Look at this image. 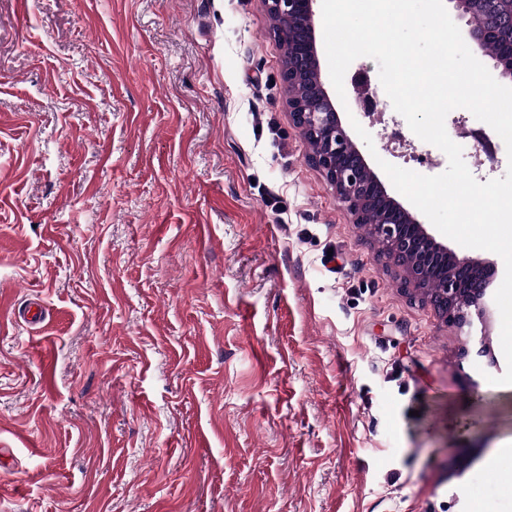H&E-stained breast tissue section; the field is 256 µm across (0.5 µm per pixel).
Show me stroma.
I'll list each match as a JSON object with an SVG mask.
<instances>
[{
	"mask_svg": "<svg viewBox=\"0 0 512 512\" xmlns=\"http://www.w3.org/2000/svg\"><path fill=\"white\" fill-rule=\"evenodd\" d=\"M282 55L262 0H0V512H512L500 316L464 360L404 292Z\"/></svg>",
	"mask_w": 512,
	"mask_h": 512,
	"instance_id": "35a3bbf8",
	"label": "stroma"
}]
</instances>
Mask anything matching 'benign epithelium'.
<instances>
[{"label":"benign epithelium","mask_w":512,"mask_h":512,"mask_svg":"<svg viewBox=\"0 0 512 512\" xmlns=\"http://www.w3.org/2000/svg\"><path fill=\"white\" fill-rule=\"evenodd\" d=\"M319 0H263L274 35L294 44L282 67L288 94V116L308 141V160L336 193L338 203L361 224L365 206L380 215L368 225L382 252L402 269L405 289L433 306L445 320L463 330L473 319L487 320L489 288L496 274L492 264L460 258L428 233L424 224L387 190L343 125L323 82L301 86L302 76L320 70L317 49ZM466 18L465 40L471 52L494 61L500 76L512 81V0H451ZM494 44V54L486 50Z\"/></svg>","instance_id":"7a95c632"}]
</instances>
